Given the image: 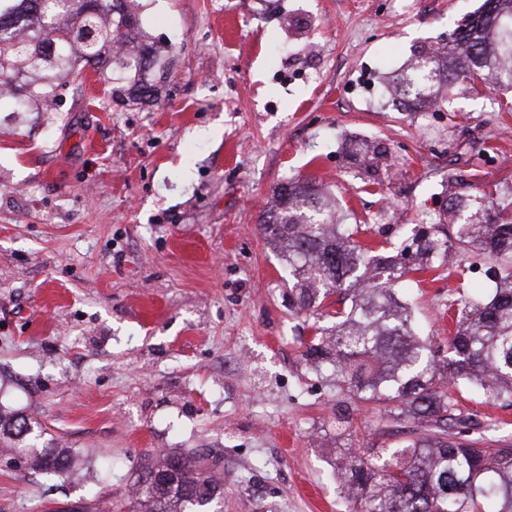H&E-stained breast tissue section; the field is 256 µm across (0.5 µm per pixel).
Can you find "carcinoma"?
<instances>
[{"label": "carcinoma", "mask_w": 512, "mask_h": 512, "mask_svg": "<svg viewBox=\"0 0 512 512\" xmlns=\"http://www.w3.org/2000/svg\"><path fill=\"white\" fill-rule=\"evenodd\" d=\"M145 0H0V112H42L80 89L92 69L112 94L149 98L170 68L173 47L148 41ZM440 50H421L385 77L401 104L440 106L460 81L512 87V0H484ZM369 171L385 150L363 138L345 143ZM454 235L423 233L395 254L369 255L354 231L337 223L336 207L311 181H290L263 220L288 268L296 307L322 305L337 290L346 308L315 327L306 363L332 372L336 395V482L347 512H512V446H486L497 421L459 399L512 407V209L492 193L448 200ZM459 252L501 263L491 295L448 301L454 329L448 354L421 335L395 286L415 269L439 268ZM356 403L378 407L383 428L404 436L365 451L344 442ZM0 439L30 464L62 475L69 455L34 433L20 412L0 411ZM195 456L166 454L138 480L140 512H197L219 493Z\"/></svg>", "instance_id": "obj_1"}]
</instances>
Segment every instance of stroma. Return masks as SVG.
Here are the masks:
<instances>
[{"mask_svg": "<svg viewBox=\"0 0 512 512\" xmlns=\"http://www.w3.org/2000/svg\"><path fill=\"white\" fill-rule=\"evenodd\" d=\"M481 2L149 0L150 34L175 46L158 99L88 69L59 111L0 123V408L76 458L58 477L0 449V512L133 501L163 453L215 462L212 512H346L336 390L301 356L311 320L263 215L312 178L357 242L393 250L459 183L512 191V89L462 83L423 114L384 90ZM350 135L385 147L375 178L345 157ZM461 264L399 281L443 347L449 301L496 266Z\"/></svg>", "mask_w": 512, "mask_h": 512, "instance_id": "1", "label": "stroma"}]
</instances>
